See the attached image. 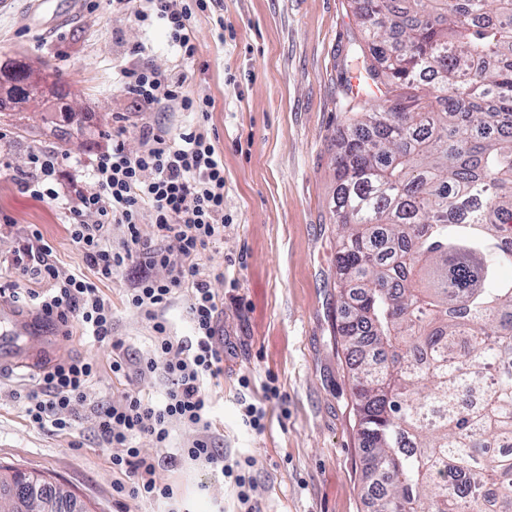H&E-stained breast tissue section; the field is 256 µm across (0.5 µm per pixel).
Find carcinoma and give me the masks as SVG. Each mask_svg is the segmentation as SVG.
Listing matches in <instances>:
<instances>
[{"mask_svg": "<svg viewBox=\"0 0 512 512\" xmlns=\"http://www.w3.org/2000/svg\"><path fill=\"white\" fill-rule=\"evenodd\" d=\"M351 4L379 104L335 158L338 333L375 512H512V0Z\"/></svg>", "mask_w": 512, "mask_h": 512, "instance_id": "1", "label": "carcinoma"}]
</instances>
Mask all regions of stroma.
I'll return each mask as SVG.
<instances>
[{"instance_id": "obj_1", "label": "stroma", "mask_w": 512, "mask_h": 512, "mask_svg": "<svg viewBox=\"0 0 512 512\" xmlns=\"http://www.w3.org/2000/svg\"><path fill=\"white\" fill-rule=\"evenodd\" d=\"M0 0V62L28 63L46 76L42 100L0 99V255L39 231L54 261L75 266L65 213L24 185L30 156L65 155L61 192L77 200L95 157L112 146L116 124L126 149L140 148L151 126L204 125L224 161V243L211 254L223 266L224 383L214 418L229 457H252L259 512H375L367 456L358 433L348 356L338 324V226L331 209L334 159L346 125L343 60L361 31L349 0H211L195 12L197 53L181 64L162 21H135L112 0ZM147 67L188 73L192 95L209 97L207 115L144 112L122 87V71ZM143 274L124 269L104 293L114 308L113 338L130 356L145 353L151 330L122 300ZM66 358L98 363L87 401L74 407L70 430L33 427L25 396L36 380L0 377V467L43 473L71 491L87 512H235L230 486L173 445L144 453L159 461L172 499L139 502L116 493L112 457L96 429L98 403L118 390L112 348L81 326L58 331ZM259 398L267 384L282 400L267 402L264 434L251 432L237 405L239 376Z\"/></svg>"}]
</instances>
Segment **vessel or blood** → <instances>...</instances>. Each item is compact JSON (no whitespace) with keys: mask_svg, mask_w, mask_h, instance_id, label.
<instances>
[{"mask_svg":"<svg viewBox=\"0 0 512 512\" xmlns=\"http://www.w3.org/2000/svg\"><path fill=\"white\" fill-rule=\"evenodd\" d=\"M46 352L44 325L0 300V376L42 372Z\"/></svg>","mask_w":512,"mask_h":512,"instance_id":"vessel-or-blood-1","label":"vessel or blood"}]
</instances>
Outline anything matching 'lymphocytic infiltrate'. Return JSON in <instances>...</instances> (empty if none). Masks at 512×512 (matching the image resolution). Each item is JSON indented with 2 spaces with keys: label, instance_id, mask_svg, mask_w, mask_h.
Segmentation results:
<instances>
[{
  "label": "lymphocytic infiltrate",
  "instance_id": "1",
  "mask_svg": "<svg viewBox=\"0 0 512 512\" xmlns=\"http://www.w3.org/2000/svg\"><path fill=\"white\" fill-rule=\"evenodd\" d=\"M138 21L162 20L181 59H193L194 10L207 0L172 8L170 0H119ZM127 88L144 111L167 109L207 112L211 101L191 96L185 78L153 69H131ZM127 130L112 131V148L99 155L88 172V185L68 206L70 238L83 265L67 268L50 258L38 231H31L7 261L28 286L6 290L14 301L34 303L42 318L66 328L77 323L99 342L112 343L113 379L124 387L101 403L96 425L102 439L118 448L112 470L119 474L116 492L134 499H169L173 488L160 476L153 458L137 443L149 439L154 447L170 445L174 428L192 432L181 453L201 462L232 485L237 512H256L252 458H228L213 435L210 388L224 376V345L218 323L224 297L214 282L223 268L210 265L207 251L224 242V162L208 132L200 127L177 131L149 126L140 134L136 153L125 148ZM122 238L113 242L112 229ZM139 265L144 274L126 295L129 309L143 314L153 333L150 350L129 360L121 341L112 337V303L102 291L106 282L126 266ZM184 297L192 334L172 336L165 310ZM98 366L88 359H70L51 367L37 390L28 395L26 415L36 427L71 426L75 403L87 400ZM159 377L165 385L160 400L135 387L133 377Z\"/></svg>",
  "mask_w": 512,
  "mask_h": 512
}]
</instances>
